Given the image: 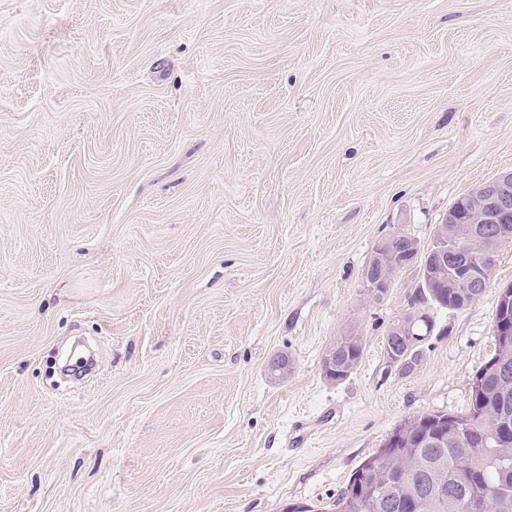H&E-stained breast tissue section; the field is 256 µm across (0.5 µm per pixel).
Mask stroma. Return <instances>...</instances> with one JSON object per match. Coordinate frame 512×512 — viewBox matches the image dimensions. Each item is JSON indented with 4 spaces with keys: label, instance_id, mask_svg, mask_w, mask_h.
<instances>
[{
    "label": "stroma",
    "instance_id": "1",
    "mask_svg": "<svg viewBox=\"0 0 512 512\" xmlns=\"http://www.w3.org/2000/svg\"><path fill=\"white\" fill-rule=\"evenodd\" d=\"M510 169L512 0H0V512H329L512 285L404 372L366 262ZM364 354V345L360 336L344 334L336 336L325 349L322 357V371L329 380H342L349 377L360 363ZM331 356L327 359L325 356ZM336 371V378L335 373ZM340 379H337V378Z\"/></svg>",
    "mask_w": 512,
    "mask_h": 512
}]
</instances>
